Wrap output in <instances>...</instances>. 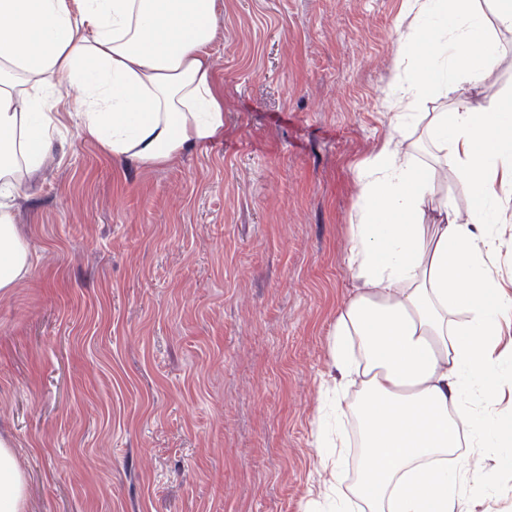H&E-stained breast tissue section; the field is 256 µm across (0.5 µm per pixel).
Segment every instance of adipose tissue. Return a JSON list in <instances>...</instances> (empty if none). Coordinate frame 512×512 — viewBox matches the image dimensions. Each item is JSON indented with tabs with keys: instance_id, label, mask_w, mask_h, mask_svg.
Returning a JSON list of instances; mask_svg holds the SVG:
<instances>
[{
	"instance_id": "ef3b65f1",
	"label": "adipose tissue",
	"mask_w": 512,
	"mask_h": 512,
	"mask_svg": "<svg viewBox=\"0 0 512 512\" xmlns=\"http://www.w3.org/2000/svg\"><path fill=\"white\" fill-rule=\"evenodd\" d=\"M474 0H408L399 82L408 100L440 90L455 99L432 136L462 176L467 210L427 202L439 173L396 135L358 168L362 200L348 263L360 280L336 318L332 360L359 379L356 499L373 512H472L497 469L449 466L461 443L502 449L512 470V412L498 348L512 327V292L494 277L495 226L512 209V95L472 103L468 92L497 62ZM217 0H0V293L31 271L12 221L26 175L51 159V90L74 92L80 133L111 157L166 164L224 129V98L209 50ZM495 409L476 421L475 405ZM26 478L0 438V512H23Z\"/></svg>"
}]
</instances>
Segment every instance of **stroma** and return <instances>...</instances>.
Instances as JSON below:
<instances>
[{
    "label": "stroma",
    "mask_w": 512,
    "mask_h": 512,
    "mask_svg": "<svg viewBox=\"0 0 512 512\" xmlns=\"http://www.w3.org/2000/svg\"><path fill=\"white\" fill-rule=\"evenodd\" d=\"M406 0H219L211 67L224 132L173 163L107 156L53 117V159L13 201L32 272L0 294V436L24 512H329L351 494L355 386L329 333L360 285L348 265L357 166L392 131ZM473 102L512 91V32ZM441 168L434 203L467 209ZM347 447L332 470L319 426Z\"/></svg>",
    "instance_id": "1"
}]
</instances>
